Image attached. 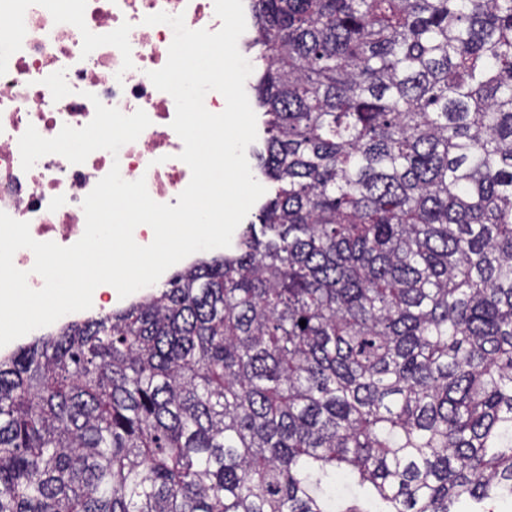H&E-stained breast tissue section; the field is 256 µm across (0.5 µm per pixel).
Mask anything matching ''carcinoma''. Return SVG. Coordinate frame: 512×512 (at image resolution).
Listing matches in <instances>:
<instances>
[{"mask_svg":"<svg viewBox=\"0 0 512 512\" xmlns=\"http://www.w3.org/2000/svg\"><path fill=\"white\" fill-rule=\"evenodd\" d=\"M252 11L259 224L0 356V512L512 496V0Z\"/></svg>","mask_w":512,"mask_h":512,"instance_id":"cac0c4a2","label":"carcinoma"}]
</instances>
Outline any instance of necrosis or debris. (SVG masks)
<instances>
[{
    "instance_id": "obj_1",
    "label": "necrosis or debris",
    "mask_w": 512,
    "mask_h": 512,
    "mask_svg": "<svg viewBox=\"0 0 512 512\" xmlns=\"http://www.w3.org/2000/svg\"><path fill=\"white\" fill-rule=\"evenodd\" d=\"M183 14L192 30L218 31L214 0H0V211L28 222L35 240L61 246L84 233V198L111 169L145 179L151 198L177 205L190 179L183 142L171 127L176 107L148 77L167 62L174 33L146 16ZM123 114L144 111L151 124L118 155L98 150L81 164L58 154L21 167L19 138L35 127L46 138L81 128L94 101Z\"/></svg>"
}]
</instances>
